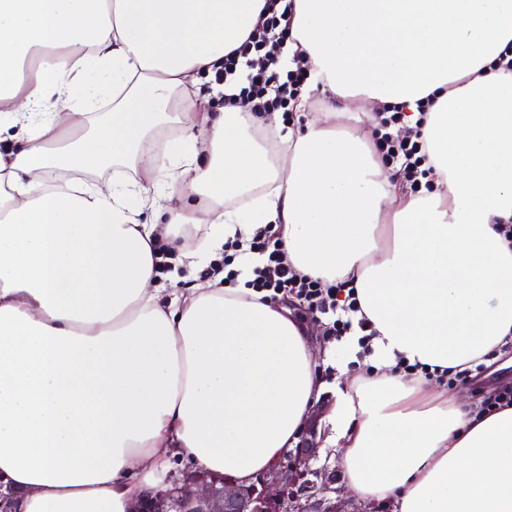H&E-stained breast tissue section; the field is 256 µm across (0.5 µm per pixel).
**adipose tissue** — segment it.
Returning a JSON list of instances; mask_svg holds the SVG:
<instances>
[{"label": "adipose tissue", "instance_id": "1", "mask_svg": "<svg viewBox=\"0 0 512 512\" xmlns=\"http://www.w3.org/2000/svg\"><path fill=\"white\" fill-rule=\"evenodd\" d=\"M265 0H0V487L18 512H133L185 458L251 484L322 424L346 488L394 512H512V405L479 414L441 370L512 339V0H295L313 84L429 107L431 188L403 187L336 111L282 156L244 108L173 93L214 72ZM183 131L164 185L144 142ZM197 198L189 209L174 195ZM250 197L260 224L226 201ZM272 227L299 272L351 282L374 334L343 337L334 385L282 301L201 279L226 242ZM176 250L168 288L152 244ZM411 365L419 374H408Z\"/></svg>", "mask_w": 512, "mask_h": 512}]
</instances>
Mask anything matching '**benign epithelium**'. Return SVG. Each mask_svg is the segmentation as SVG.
Wrapping results in <instances>:
<instances>
[{
	"label": "benign epithelium",
	"instance_id": "1",
	"mask_svg": "<svg viewBox=\"0 0 512 512\" xmlns=\"http://www.w3.org/2000/svg\"><path fill=\"white\" fill-rule=\"evenodd\" d=\"M317 417L313 416L301 440L278 466L247 487L224 478L185 474L172 488L147 500L140 512H340L325 497L328 482L307 479L318 453Z\"/></svg>",
	"mask_w": 512,
	"mask_h": 512
}]
</instances>
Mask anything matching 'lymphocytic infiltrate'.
I'll use <instances>...</instances> for the list:
<instances>
[{
  "mask_svg": "<svg viewBox=\"0 0 512 512\" xmlns=\"http://www.w3.org/2000/svg\"><path fill=\"white\" fill-rule=\"evenodd\" d=\"M293 6L294 0H266L248 38L225 55L211 80L215 88L221 89L224 104H249L251 113L260 117L269 112H288L302 94L310 78L307 64L299 58L290 68L282 63L291 38L286 19ZM405 118L402 106L383 105L377 114L374 146L386 167L417 190L430 171L424 166L426 153L420 129L408 126ZM224 250L235 256H264L263 266L253 270L252 288L294 295L307 303L312 314L328 316L327 335L340 338L357 328L362 332L361 346L369 345L370 325L358 316L360 306L354 288L345 283L327 285L297 273L271 229L257 231L246 241L227 243Z\"/></svg>",
  "mask_w": 512,
  "mask_h": 512,
  "instance_id": "1",
  "label": "lymphocytic infiltrate"
}]
</instances>
